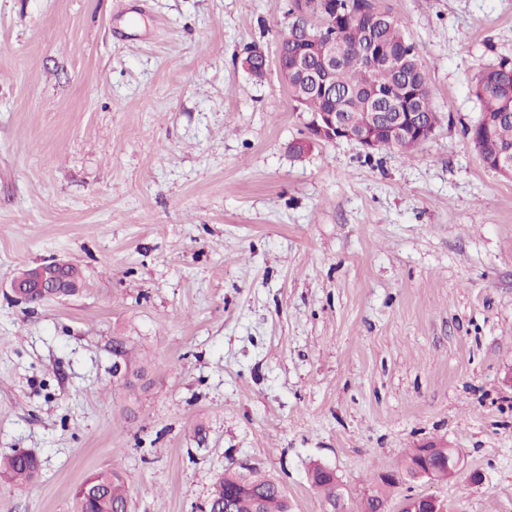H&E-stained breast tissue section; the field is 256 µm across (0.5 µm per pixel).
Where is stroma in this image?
<instances>
[{"label":"stroma","mask_w":512,"mask_h":512,"mask_svg":"<svg viewBox=\"0 0 512 512\" xmlns=\"http://www.w3.org/2000/svg\"><path fill=\"white\" fill-rule=\"evenodd\" d=\"M393 6L433 135L298 157L309 114L241 65L275 55L289 0H0V456L40 460L0 481V512H70L115 466L132 512H200L241 461L292 512H321L309 471L332 468L353 510L430 444L460 471L387 512H512V180L466 134L512 0ZM52 259L87 292L14 301V273Z\"/></svg>","instance_id":"stroma-1"}]
</instances>
